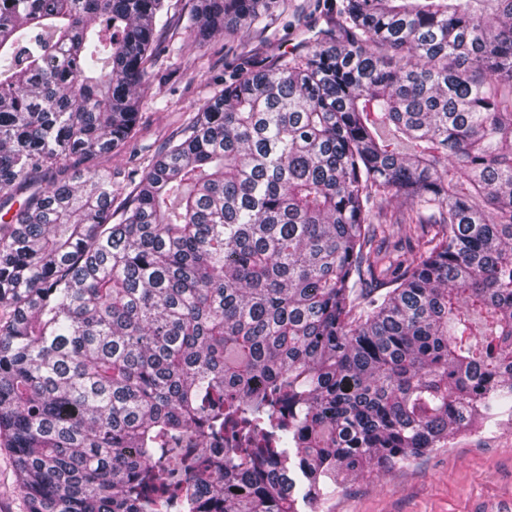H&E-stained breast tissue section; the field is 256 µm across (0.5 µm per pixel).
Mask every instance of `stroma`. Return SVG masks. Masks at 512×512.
I'll use <instances>...</instances> for the list:
<instances>
[{
    "instance_id": "obj_1",
    "label": "stroma",
    "mask_w": 512,
    "mask_h": 512,
    "mask_svg": "<svg viewBox=\"0 0 512 512\" xmlns=\"http://www.w3.org/2000/svg\"><path fill=\"white\" fill-rule=\"evenodd\" d=\"M170 4L175 18L156 31L160 51L147 66L139 122L129 142L89 162L111 171L120 200L236 67L265 64L271 50L298 47L301 27L318 19L316 0H277L260 28L230 37L218 33L198 43L184 38L177 20L197 0ZM321 512H512V416L463 431L447 447L404 468L345 480Z\"/></svg>"
}]
</instances>
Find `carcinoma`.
<instances>
[{"instance_id": "carcinoma-1", "label": "carcinoma", "mask_w": 512, "mask_h": 512, "mask_svg": "<svg viewBox=\"0 0 512 512\" xmlns=\"http://www.w3.org/2000/svg\"><path fill=\"white\" fill-rule=\"evenodd\" d=\"M272 0H198L234 35ZM167 0H0V437L28 512H318L512 413V0H322L115 218ZM399 222L382 220L392 201ZM223 441L224 456L208 443Z\"/></svg>"}]
</instances>
